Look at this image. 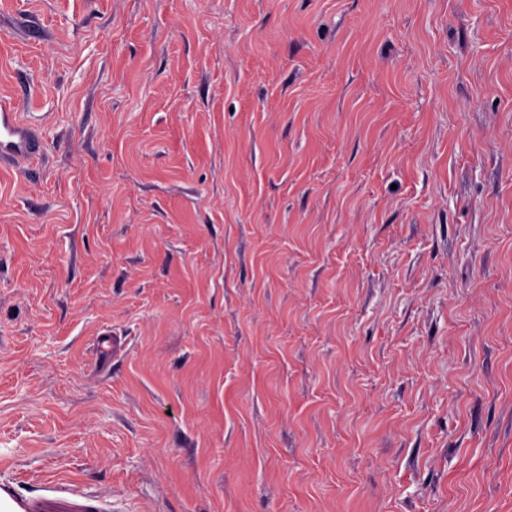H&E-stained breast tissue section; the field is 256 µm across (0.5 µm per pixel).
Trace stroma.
<instances>
[{
    "label": "stroma",
    "instance_id": "stroma-1",
    "mask_svg": "<svg viewBox=\"0 0 512 512\" xmlns=\"http://www.w3.org/2000/svg\"><path fill=\"white\" fill-rule=\"evenodd\" d=\"M0 492L512 512V0H0Z\"/></svg>",
    "mask_w": 512,
    "mask_h": 512
}]
</instances>
